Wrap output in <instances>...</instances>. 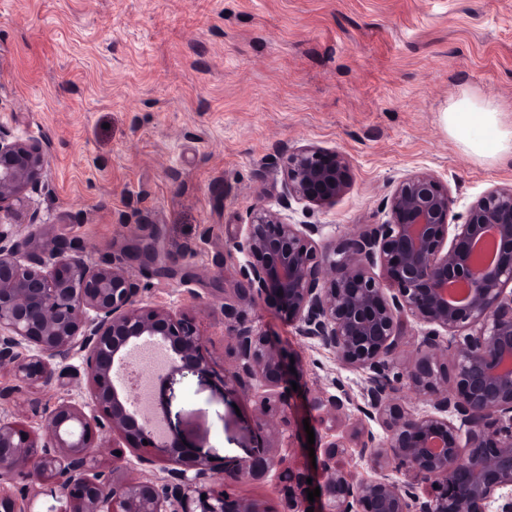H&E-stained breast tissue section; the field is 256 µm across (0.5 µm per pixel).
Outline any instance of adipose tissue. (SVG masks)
Segmentation results:
<instances>
[{"label":"adipose tissue","mask_w":512,"mask_h":512,"mask_svg":"<svg viewBox=\"0 0 512 512\" xmlns=\"http://www.w3.org/2000/svg\"><path fill=\"white\" fill-rule=\"evenodd\" d=\"M449 136L467 152L492 156L512 148V125H506L489 102L465 99L451 105L442 115Z\"/></svg>","instance_id":"adipose-tissue-1"}]
</instances>
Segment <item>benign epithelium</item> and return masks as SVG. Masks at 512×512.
Masks as SVG:
<instances>
[{"label":"benign epithelium","mask_w":512,"mask_h":512,"mask_svg":"<svg viewBox=\"0 0 512 512\" xmlns=\"http://www.w3.org/2000/svg\"><path fill=\"white\" fill-rule=\"evenodd\" d=\"M49 156V145L0 126V221L41 184ZM280 170L279 208L253 209L226 250L245 257L224 302V334L237 359L232 378L265 389L259 410L275 430L270 416L292 407L278 389L301 375L286 372L283 350L240 314L244 305L270 300L299 336L364 375L359 401L345 389L312 397L320 421L354 409L384 432H356L359 456L375 467L371 478L342 462L348 447L334 437L319 446L316 465L288 468L292 492L284 512H512V184L485 191L456 217L448 186L431 171L414 172L386 199L388 220L322 253V225L291 224L282 210L294 202H335L350 187L348 161L305 145L285 150ZM489 232L496 260L487 267L475 242ZM450 287L463 297L449 299ZM412 320L426 329L405 372H395ZM151 341L168 346L171 371H207L195 320L142 306L123 262L91 265L77 250L37 234H0V366H11L29 385L79 373L90 384L89 401L62 400L37 428L0 417V512H32L5 488L19 475L49 486L66 500L67 512H268L209 480L219 474L222 483H234L280 469L285 457L277 444L215 466L173 431L156 441L154 414L131 409V387L117 382L116 370H126L135 348ZM74 356L82 369L51 366ZM402 381L429 409L411 411L397 400ZM107 428L150 449L140 463L185 459L194 474L167 468L159 486L128 475L122 455L112 456L107 469L96 466L95 440ZM402 472L411 480L393 477ZM317 487L311 503L307 490Z\"/></svg>","instance_id":"benign-epithelium-1"}]
</instances>
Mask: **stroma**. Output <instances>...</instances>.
<instances>
[{
	"label": "stroma",
	"instance_id": "obj_1",
	"mask_svg": "<svg viewBox=\"0 0 512 512\" xmlns=\"http://www.w3.org/2000/svg\"><path fill=\"white\" fill-rule=\"evenodd\" d=\"M463 98L512 121V0H0V126L50 144L42 184L0 233L65 241L91 263L125 258L143 305L196 319L209 370L156 378L152 410L187 447L250 459L265 432L231 374L224 291L242 255L225 258L251 210L277 206L280 152L343 154L352 185L325 207L293 205L292 224L322 225L320 246L386 221L385 199L428 170L463 212L512 183V150L478 157L444 130ZM185 253L168 277L126 258L132 235ZM277 336L302 381L279 426L293 464L309 462V400L363 375L297 336L269 303L243 307ZM86 378L30 386L0 368V411L35 425L60 398L82 403ZM214 487L283 512L287 485L269 473Z\"/></svg>",
	"mask_w": 512,
	"mask_h": 512
}]
</instances>
